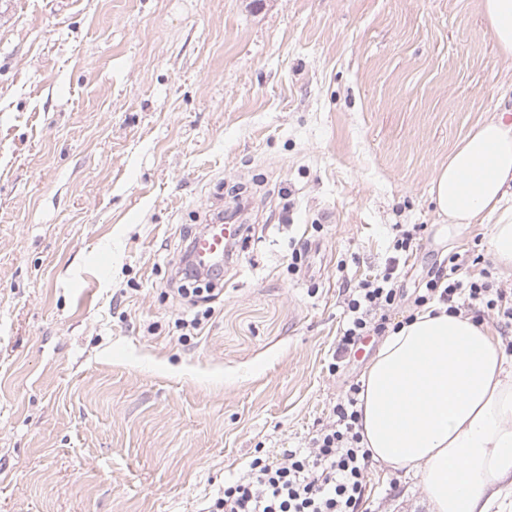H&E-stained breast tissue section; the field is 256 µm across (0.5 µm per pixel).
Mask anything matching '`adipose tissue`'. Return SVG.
Here are the masks:
<instances>
[{"mask_svg":"<svg viewBox=\"0 0 512 512\" xmlns=\"http://www.w3.org/2000/svg\"><path fill=\"white\" fill-rule=\"evenodd\" d=\"M500 55L512 57V0H481ZM449 234L489 223L488 251L512 276V119L472 127L435 174ZM362 444L380 470L420 476L428 512H512V358L472 316L432 303L389 332L366 368Z\"/></svg>","mask_w":512,"mask_h":512,"instance_id":"1","label":"adipose tissue"}]
</instances>
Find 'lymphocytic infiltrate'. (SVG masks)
Segmentation results:
<instances>
[{
    "mask_svg": "<svg viewBox=\"0 0 512 512\" xmlns=\"http://www.w3.org/2000/svg\"><path fill=\"white\" fill-rule=\"evenodd\" d=\"M416 235L413 229L396 235L394 256L384 269L349 289L344 300L346 321L329 365L331 372L343 369L364 336L385 333L389 311L404 299L397 256L413 251ZM468 261V256L452 253L447 266L429 269L415 290L413 307L437 302L478 321L493 314L503 328L511 329L512 289L467 279L463 272ZM360 391V384L350 385L308 448L287 451L275 463L255 457L246 474L225 485L211 512H363L370 456L359 432Z\"/></svg>",
    "mask_w": 512,
    "mask_h": 512,
    "instance_id": "lymphocytic-infiltrate-1",
    "label": "lymphocytic infiltrate"
}]
</instances>
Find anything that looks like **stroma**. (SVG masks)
<instances>
[{
    "label": "stroma",
    "instance_id": "stroma-1",
    "mask_svg": "<svg viewBox=\"0 0 512 512\" xmlns=\"http://www.w3.org/2000/svg\"><path fill=\"white\" fill-rule=\"evenodd\" d=\"M498 112L480 0H0V512H206L305 447L381 343L329 373L393 225L422 227L405 292L452 251L491 267L430 186ZM243 201L182 333L184 237ZM366 483L369 512H426L413 475Z\"/></svg>",
    "mask_w": 512,
    "mask_h": 512
}]
</instances>
